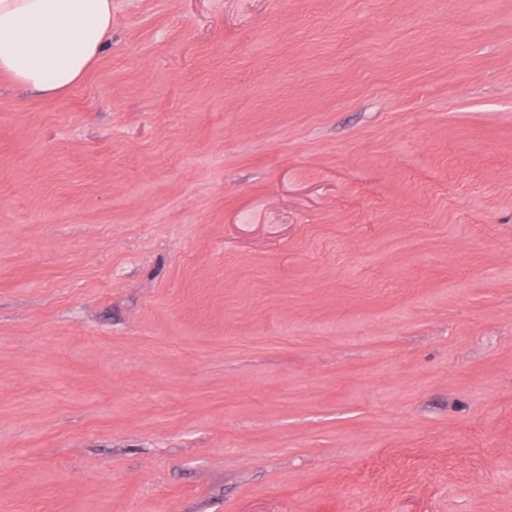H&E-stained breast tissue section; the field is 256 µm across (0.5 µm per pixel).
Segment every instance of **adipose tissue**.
<instances>
[{
  "instance_id": "adipose-tissue-1",
  "label": "adipose tissue",
  "mask_w": 512,
  "mask_h": 512,
  "mask_svg": "<svg viewBox=\"0 0 512 512\" xmlns=\"http://www.w3.org/2000/svg\"><path fill=\"white\" fill-rule=\"evenodd\" d=\"M112 37V0H0V75L47 97L83 79Z\"/></svg>"
}]
</instances>
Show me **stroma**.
<instances>
[{"instance_id": "obj_1", "label": "stroma", "mask_w": 512, "mask_h": 512, "mask_svg": "<svg viewBox=\"0 0 512 512\" xmlns=\"http://www.w3.org/2000/svg\"><path fill=\"white\" fill-rule=\"evenodd\" d=\"M0 512H512V0H112L0 75ZM112 37V0H0V75L47 97L83 79Z\"/></svg>"}]
</instances>
